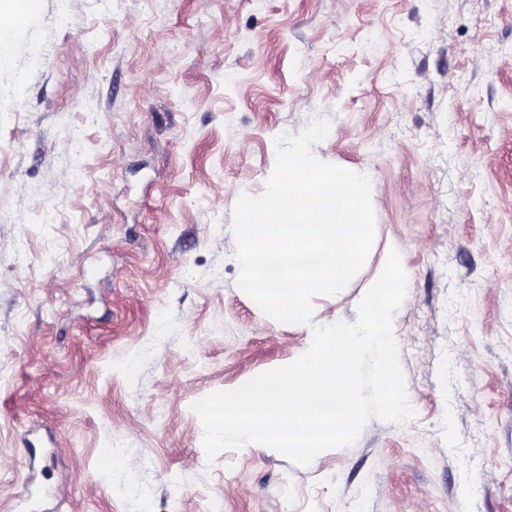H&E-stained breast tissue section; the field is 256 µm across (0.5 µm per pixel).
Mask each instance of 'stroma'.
Instances as JSON below:
<instances>
[{
    "label": "stroma",
    "instance_id": "1",
    "mask_svg": "<svg viewBox=\"0 0 512 512\" xmlns=\"http://www.w3.org/2000/svg\"><path fill=\"white\" fill-rule=\"evenodd\" d=\"M0 512H512V0H39L0 49ZM370 167L415 415L207 460L195 402L307 329L236 284L277 136ZM114 466H106V459Z\"/></svg>",
    "mask_w": 512,
    "mask_h": 512
}]
</instances>
